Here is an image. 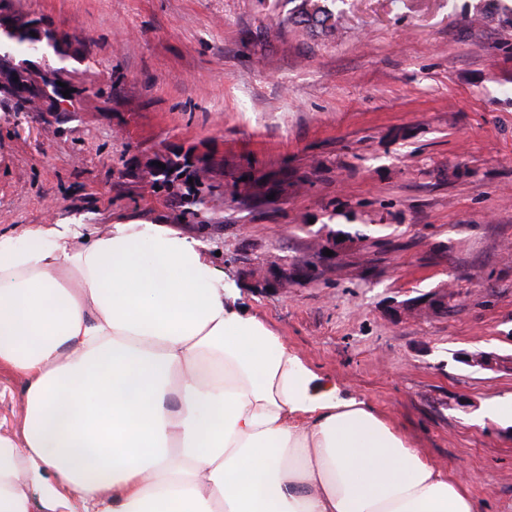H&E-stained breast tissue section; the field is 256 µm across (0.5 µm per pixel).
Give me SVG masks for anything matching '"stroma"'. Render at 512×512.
<instances>
[{
	"mask_svg": "<svg viewBox=\"0 0 512 512\" xmlns=\"http://www.w3.org/2000/svg\"><path fill=\"white\" fill-rule=\"evenodd\" d=\"M9 4L94 44L73 111L21 124L0 99V227L178 225L308 369L512 512V422L477 420L512 375L454 359L512 355V0H333L332 34L287 24L292 0ZM168 147L216 160L206 230L142 170ZM339 229L365 239L327 255ZM442 293L446 313L393 312ZM24 418L1 373L0 432Z\"/></svg>",
	"mask_w": 512,
	"mask_h": 512,
	"instance_id": "stroma-1",
	"label": "stroma"
}]
</instances>
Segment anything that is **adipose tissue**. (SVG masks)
Returning <instances> with one entry per match:
<instances>
[{
  "instance_id": "ef3b65f1",
  "label": "adipose tissue",
  "mask_w": 512,
  "mask_h": 512,
  "mask_svg": "<svg viewBox=\"0 0 512 512\" xmlns=\"http://www.w3.org/2000/svg\"><path fill=\"white\" fill-rule=\"evenodd\" d=\"M227 291L163 224L0 233V372L27 402L0 512H476Z\"/></svg>"
}]
</instances>
